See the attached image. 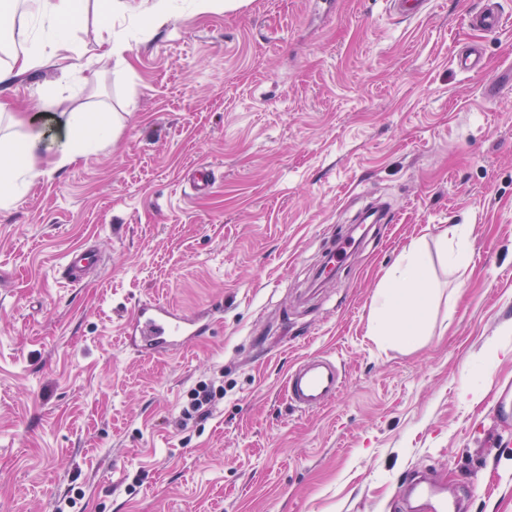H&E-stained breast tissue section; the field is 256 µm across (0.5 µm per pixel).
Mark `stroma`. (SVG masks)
<instances>
[{"label": "stroma", "mask_w": 512, "mask_h": 512, "mask_svg": "<svg viewBox=\"0 0 512 512\" xmlns=\"http://www.w3.org/2000/svg\"><path fill=\"white\" fill-rule=\"evenodd\" d=\"M484 0H223L153 28L129 16L123 58L82 54L75 81L21 76L15 111L107 104L97 154L0 209V512H404L426 471L456 512H512V26L476 36ZM481 39L485 68L456 48ZM216 182L199 193L196 167ZM386 205L336 274L319 269ZM468 227V268L442 233ZM420 243L436 293L414 345L369 333L387 274ZM103 264L78 286L76 247ZM207 313L173 353L124 335L138 304ZM329 353L341 395L302 415L291 364ZM222 384L184 419L199 382ZM457 68L462 72L471 73L483 69L484 57L479 43H471L466 50L453 58ZM448 235H450V241H456V245H450L448 247ZM443 241L446 246L445 251V260L448 262V265L457 271H463L465 273L467 269V260H466V247L465 243L467 242V228L464 224H452V226L448 227L443 233ZM101 262V255L89 249L71 251L62 263L61 274L70 284L81 282L87 272L96 268Z\"/></svg>", "instance_id": "1"}]
</instances>
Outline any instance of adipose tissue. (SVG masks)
<instances>
[{"mask_svg":"<svg viewBox=\"0 0 512 512\" xmlns=\"http://www.w3.org/2000/svg\"><path fill=\"white\" fill-rule=\"evenodd\" d=\"M19 22L10 41L1 48L8 62L0 64V113L10 111L9 93L21 74L48 66L58 67L62 77L73 71L75 51L73 26L81 17L86 0H19ZM111 15L137 16L159 27L181 12L179 0H110ZM54 98L43 107L58 133L55 152L42 149L34 134H23L0 143V207H9L25 193L45 169H59L97 153L111 143L112 115L102 108L60 111ZM432 280L420 245H412L401 264L387 278L381 292L372 331L380 337L411 339L426 308Z\"/></svg>","mask_w":512,"mask_h":512,"instance_id":"obj_1","label":"adipose tissue"}]
</instances>
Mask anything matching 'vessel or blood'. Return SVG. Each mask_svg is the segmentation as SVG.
Returning <instances> with one entry per match:
<instances>
[{
    "mask_svg": "<svg viewBox=\"0 0 512 512\" xmlns=\"http://www.w3.org/2000/svg\"><path fill=\"white\" fill-rule=\"evenodd\" d=\"M469 28L483 34H494L507 23L498 7L487 5L468 13ZM454 62L462 72L482 70L484 57L479 43H472L455 55ZM101 262L98 252L89 249L71 251L62 263L61 274L69 283L81 282L87 273ZM211 330L210 322L194 315L175 311L170 306L154 302L137 305L126 333L135 343L151 354L172 349L177 341L204 336ZM345 385V375L331 355L315 353L293 364L287 373L285 391L289 405L302 414L314 413L336 400ZM413 493L432 502V512H448L450 504L441 486L433 481L416 483Z\"/></svg>",
    "mask_w": 512,
    "mask_h": 512,
    "instance_id": "b4317fda",
    "label": "vessel or blood"
}]
</instances>
